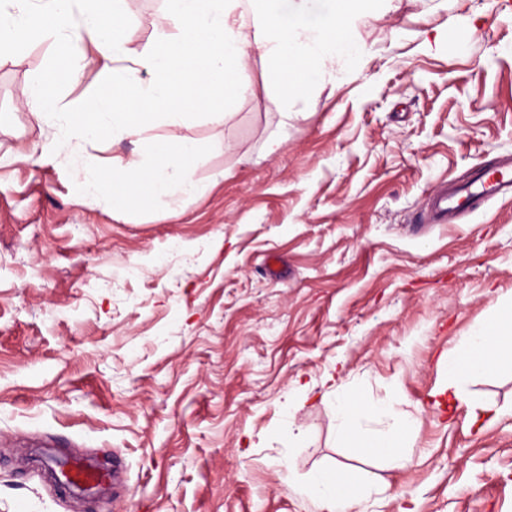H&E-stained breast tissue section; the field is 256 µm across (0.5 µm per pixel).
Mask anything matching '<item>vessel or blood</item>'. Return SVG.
<instances>
[{
  "mask_svg": "<svg viewBox=\"0 0 512 512\" xmlns=\"http://www.w3.org/2000/svg\"><path fill=\"white\" fill-rule=\"evenodd\" d=\"M512 199V160L494 171L478 169L464 182H449L428 201L427 216L438 224H453L465 214L477 212L492 199ZM113 470L82 456L70 457L62 472L67 489L95 492L113 477Z\"/></svg>",
  "mask_w": 512,
  "mask_h": 512,
  "instance_id": "obj_1",
  "label": "vessel or blood"
}]
</instances>
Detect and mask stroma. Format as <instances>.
<instances>
[{
	"label": "stroma",
	"instance_id": "35a3bbf8",
	"mask_svg": "<svg viewBox=\"0 0 512 512\" xmlns=\"http://www.w3.org/2000/svg\"><path fill=\"white\" fill-rule=\"evenodd\" d=\"M336 78L281 112L265 61L197 141L208 192L113 209L68 158L0 164V512H312L294 493L342 466L366 512H512V369L448 388L464 336L512 300V199L461 224L429 197L512 158V0H374ZM51 90L96 101L101 63ZM64 55L0 66V157L48 142L20 91ZM278 141L269 153V141ZM132 139L81 145L99 169ZM394 402L405 467L336 441L332 398ZM120 457L123 481L74 498L46 456Z\"/></svg>",
	"mask_w": 512,
	"mask_h": 512
}]
</instances>
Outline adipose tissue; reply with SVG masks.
<instances>
[{"instance_id":"obj_1","label":"adipose tissue","mask_w":512,"mask_h":512,"mask_svg":"<svg viewBox=\"0 0 512 512\" xmlns=\"http://www.w3.org/2000/svg\"><path fill=\"white\" fill-rule=\"evenodd\" d=\"M13 11L0 10V65L11 50L32 42L70 47L68 31L79 23L97 57L111 62L112 76L98 88L104 107L55 112L50 90L55 77L43 72L22 91L23 103L38 122L55 120L53 142L21 153V161H52L76 142H92L105 133L136 138L141 146L124 165L101 177L95 165L80 161L87 195L104 197L113 208L128 198L148 194L151 201L173 206L204 195L207 185L191 168L198 146L181 141L159 148L151 132L165 123L198 117L224 125L232 100L251 88L241 77L251 54L271 65L282 59L323 70L336 59L354 56L358 42L343 29L362 16L368 0H164V28L151 40L132 46L126 0H17ZM512 364V302L503 304L492 323L464 337L449 367L452 386ZM338 442L375 449L393 467L407 463L402 452L412 421L396 404L372 405L357 397H337ZM317 512H360L365 496L334 468L294 487Z\"/></svg>"}]
</instances>
